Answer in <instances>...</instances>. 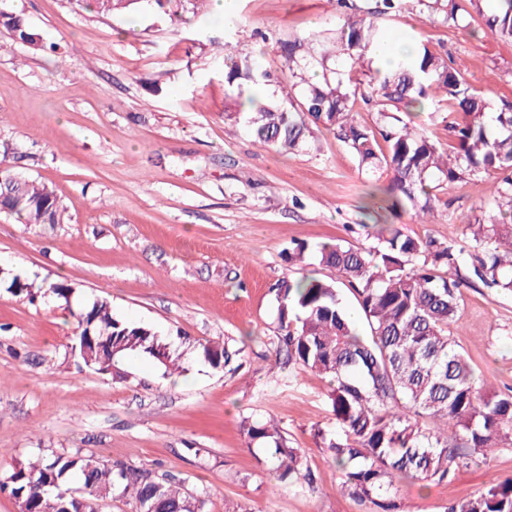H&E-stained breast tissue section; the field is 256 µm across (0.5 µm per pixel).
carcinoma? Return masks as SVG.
<instances>
[{
  "mask_svg": "<svg viewBox=\"0 0 512 512\" xmlns=\"http://www.w3.org/2000/svg\"><path fill=\"white\" fill-rule=\"evenodd\" d=\"M146 2L165 14L184 0H93L100 14L112 15ZM345 9L333 45L314 51L300 38L281 45L288 78L305 85L297 108L252 97L247 122L255 141L285 150L307 144L309 124H320L344 141L359 166L391 175L392 215L411 208L422 216L434 211L435 191L467 176L512 172V104L486 113L485 99L461 72L423 48L414 58L388 70H373L362 83L356 70L313 83L307 74L316 65L346 55L362 60L383 39L377 18L393 16L408 0H372L364 9L355 0H337ZM443 21L459 23L456 0H415ZM487 28L512 38V0H470ZM0 24L17 43L37 39L24 20L0 12ZM247 56L230 52L224 59V81L263 84ZM375 107L378 128L353 119L357 99ZM448 103L460 118L449 125L454 143L443 149L412 120L399 112H422L430 102ZM386 147H380L378 140ZM495 198L500 219L477 218L467 224L473 254L422 241L392 224L381 228L379 244L358 248L340 243L318 249L319 263L336 272L363 313L368 332L361 333L347 313L335 282L309 276L283 278L271 287L277 303V353L291 363L329 379V400L342 434L322 437L339 473L340 492L373 512H397L394 481L411 479L425 486L446 482L456 471L487 459L488 451L512 446V390L483 391L450 334L464 281L451 275L471 265L474 276L488 287L512 294V176L498 183ZM0 210L25 224H62L65 211L55 191L10 167H0ZM64 302L76 294L66 281L38 288ZM74 347L81 363L96 372L112 371L126 379L119 364L129 356L147 354L167 370L186 371L182 356L144 324L118 319L111 303L96 298L74 315ZM106 338L108 345L83 351L87 336ZM188 344L213 369L239 367L242 349L230 341ZM249 445L269 452L270 473L278 482H313L302 451L288 445L274 425L241 420ZM11 495L27 512H95L98 503L127 499L138 512H202L204 499L171 473L109 462L80 449H41L33 460L10 476ZM446 512H512V477L491 484L480 495L452 503Z\"/></svg>",
  "mask_w": 512,
  "mask_h": 512,
  "instance_id": "obj_1",
  "label": "carcinoma"
}]
</instances>
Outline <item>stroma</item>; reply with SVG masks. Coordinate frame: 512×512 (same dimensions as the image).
I'll list each match as a JSON object with an SVG mask.
<instances>
[{
  "label": "stroma",
  "mask_w": 512,
  "mask_h": 512,
  "mask_svg": "<svg viewBox=\"0 0 512 512\" xmlns=\"http://www.w3.org/2000/svg\"><path fill=\"white\" fill-rule=\"evenodd\" d=\"M230 6L237 22L228 28L212 7L177 19L146 5L103 16L76 0H0L40 38L22 45L0 25V162L52 186L65 209L52 227L0 213V268L107 298L116 317L148 325L190 361L167 376L135 355L122 365L125 381L82 368L64 303L29 300L1 282L0 483L38 449L79 448L185 478L204 512H368L336 489L322 443L337 430L327 380L278 364L270 288L285 277L335 276L312 257L288 262L289 247H371L380 222L471 250L466 226L477 206L498 212L491 181L445 186L433 223L411 209L376 220L366 208L389 178L359 168L334 132L311 127L308 146L291 151L257 144L240 117L249 98L287 108L301 98L281 72V42L334 38L340 8ZM468 23H444L411 2L386 28L456 63L494 111L512 101V40L481 17ZM228 42L269 82L225 85ZM451 332L487 390L512 388V294L468 278ZM180 333L245 342L242 367L212 369L177 342ZM249 416L304 451L313 486L274 484L268 459L240 429ZM510 476L512 447L499 448L445 483L398 481L397 502L400 512H444Z\"/></svg>",
  "instance_id": "1"
}]
</instances>
